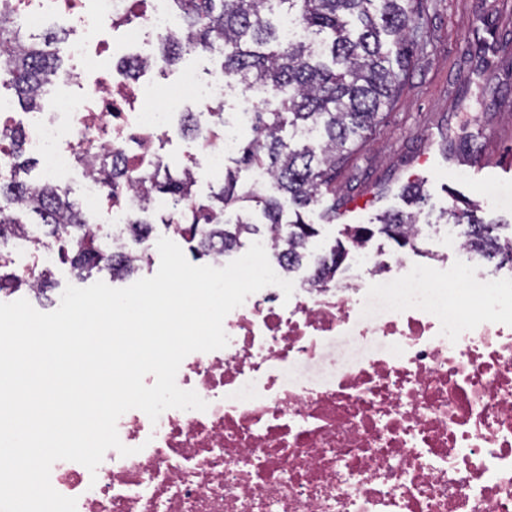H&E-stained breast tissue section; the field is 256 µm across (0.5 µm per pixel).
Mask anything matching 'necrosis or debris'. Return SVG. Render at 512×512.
Instances as JSON below:
<instances>
[{"label": "necrosis or debris", "instance_id": "4bbe7bcc", "mask_svg": "<svg viewBox=\"0 0 512 512\" xmlns=\"http://www.w3.org/2000/svg\"><path fill=\"white\" fill-rule=\"evenodd\" d=\"M0 16L30 36L52 22L69 33V64L39 88V110L18 113L0 94V180L18 178L23 142L60 190L77 183L111 247L127 246L147 214L176 239L270 92L248 89L246 107L226 114L235 81L223 68L188 88L159 81L157 45L180 29L173 0L143 11L131 0H0ZM191 99L204 120L189 135L180 118ZM173 142L190 177L178 208L144 196L169 172ZM109 155L127 176L114 192L99 174ZM447 249L451 259L416 262L355 243L357 268L328 283L313 268L300 277L277 267L292 296L273 285L248 296L223 322L228 345L180 365L178 387L206 410L169 409L154 422L127 411L117 431L133 455L108 450L93 474L55 462L52 486L77 512H512V278L488 270L459 233L448 232ZM4 262L29 293L65 264L26 231L0 251ZM341 336L361 353L328 355ZM302 362L319 373L298 374Z\"/></svg>", "mask_w": 512, "mask_h": 512}]
</instances>
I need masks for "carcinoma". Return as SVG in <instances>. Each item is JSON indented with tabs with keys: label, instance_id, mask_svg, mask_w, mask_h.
Listing matches in <instances>:
<instances>
[{
	"label": "carcinoma",
	"instance_id": "cac0c4a2",
	"mask_svg": "<svg viewBox=\"0 0 512 512\" xmlns=\"http://www.w3.org/2000/svg\"><path fill=\"white\" fill-rule=\"evenodd\" d=\"M184 37L162 45V57L171 64L190 49L206 51L224 45V72L240 84L261 85L274 93L275 108L254 113L257 138L245 145L238 163L264 170L283 192L280 198L253 195L250 200L265 218L264 226L243 217L235 221L182 224L181 238L210 256L215 248L229 254L242 239L267 229L273 233L274 260L288 262L297 271L308 258L315 227L303 213L325 194H336V176L385 124L395 102L414 49L418 46L411 0H178ZM286 14L297 20L304 36L285 42L275 21ZM60 38L50 34L27 41L20 24L0 22V82L12 86L18 101L33 112L39 108L37 91L61 68L56 52ZM158 194L181 203L187 182L172 175L155 186ZM244 198L232 171L214 193L219 215ZM293 210L294 219L283 221ZM36 215L49 233L71 247L70 263L80 275L91 273L102 261V250L89 231L79 205L45 182L15 180L0 184V241L23 222L15 212ZM448 218L463 227L467 245L487 261L512 265V247H502L499 224L477 215L471 207L453 208ZM378 222L391 239L404 247L418 224L414 211L386 212ZM344 253L335 245L321 257L323 274L336 273ZM112 274L136 271L126 256L114 252L107 259Z\"/></svg>",
	"mask_w": 512,
	"mask_h": 512
}]
</instances>
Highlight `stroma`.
Segmentation results:
<instances>
[{"label": "stroma", "mask_w": 512, "mask_h": 512, "mask_svg": "<svg viewBox=\"0 0 512 512\" xmlns=\"http://www.w3.org/2000/svg\"><path fill=\"white\" fill-rule=\"evenodd\" d=\"M426 50L416 54L397 102L336 178V219L327 200L306 213L318 234L312 256L334 246L346 224L373 228L369 249L396 252L377 233V215L406 209L404 185L421 183L427 201L419 222L438 226L464 201L512 238V0H428ZM499 136L490 143L488 133Z\"/></svg>", "instance_id": "35a3bbf8"}]
</instances>
